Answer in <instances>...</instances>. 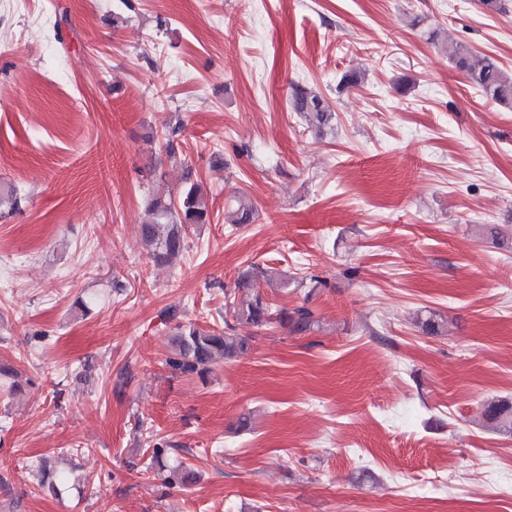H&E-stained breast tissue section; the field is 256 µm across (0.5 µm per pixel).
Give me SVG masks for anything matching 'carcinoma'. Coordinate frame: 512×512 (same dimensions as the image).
Returning a JSON list of instances; mask_svg holds the SVG:
<instances>
[{
  "label": "carcinoma",
  "mask_w": 512,
  "mask_h": 512,
  "mask_svg": "<svg viewBox=\"0 0 512 512\" xmlns=\"http://www.w3.org/2000/svg\"><path fill=\"white\" fill-rule=\"evenodd\" d=\"M454 66L470 83L479 87L496 103L512 104V73H508L494 59L478 58L465 46H458L453 54ZM288 107L299 113L309 127L321 132L331 126L333 112L328 102L303 86H295L288 97ZM185 186L178 199L163 195L154 197L149 204L151 219L141 225V240L148 255L163 265L185 249V228L192 224H205L208 206L200 184L186 171ZM253 208L243 199L236 198L231 204L228 218L231 224H249ZM268 280V271L255 267L237 284L236 288L250 292L248 300L241 304L230 302L232 320L257 328L272 323L295 334L313 331L319 323L315 311L309 306L315 289L306 292L303 303L292 309L273 310L272 304L261 293V282ZM173 356L166 364L173 370L189 376L205 378L212 366L225 359L236 358L249 348L247 338L234 334V326L224 322V330L204 328L194 324L178 323L172 334ZM486 417L512 431V404L501 401L491 403L485 410Z\"/></svg>",
  "instance_id": "1"
}]
</instances>
